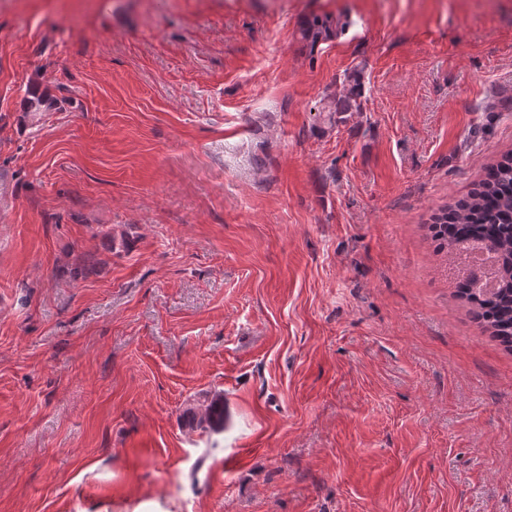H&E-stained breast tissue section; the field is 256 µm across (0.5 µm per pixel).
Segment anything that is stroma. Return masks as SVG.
Instances as JSON below:
<instances>
[{"label":"stroma","instance_id":"obj_1","mask_svg":"<svg viewBox=\"0 0 512 512\" xmlns=\"http://www.w3.org/2000/svg\"><path fill=\"white\" fill-rule=\"evenodd\" d=\"M509 152L512 0H0V512H512ZM432 236L441 252L452 255L460 245L476 242V263L489 269L497 263V287L486 278L474 288V278H457L460 296L472 307L483 331L512 347V153L492 165L477 187L466 197L438 209L430 223ZM474 249L453 254L448 268L454 275L472 267ZM492 253V254H491ZM495 255V258L493 256ZM197 426L204 429H224V398L215 397L197 418Z\"/></svg>","mask_w":512,"mask_h":512}]
</instances>
